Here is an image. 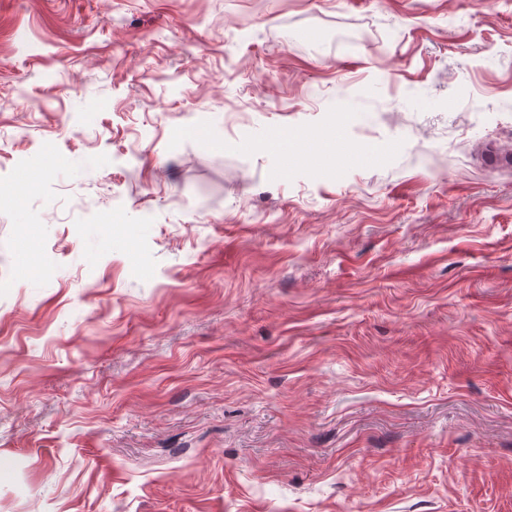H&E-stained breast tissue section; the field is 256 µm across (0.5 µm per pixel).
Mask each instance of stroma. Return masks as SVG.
<instances>
[{"mask_svg": "<svg viewBox=\"0 0 512 512\" xmlns=\"http://www.w3.org/2000/svg\"><path fill=\"white\" fill-rule=\"evenodd\" d=\"M494 149L512 0H0V512H512Z\"/></svg>", "mask_w": 512, "mask_h": 512, "instance_id": "stroma-1", "label": "stroma"}]
</instances>
